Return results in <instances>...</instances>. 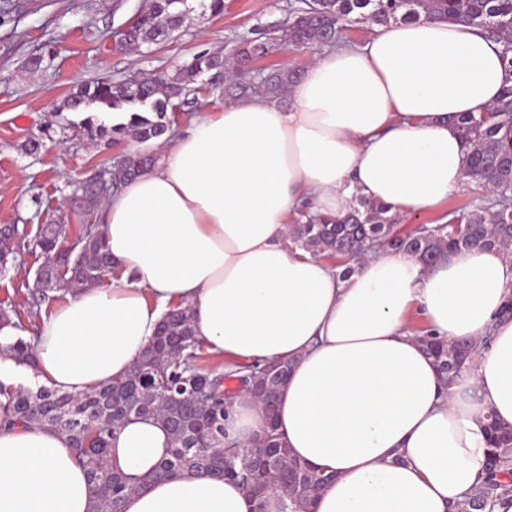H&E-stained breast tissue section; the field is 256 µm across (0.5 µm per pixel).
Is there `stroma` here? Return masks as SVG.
I'll list each match as a JSON object with an SVG mask.
<instances>
[{
  "instance_id": "stroma-1",
  "label": "stroma",
  "mask_w": 512,
  "mask_h": 512,
  "mask_svg": "<svg viewBox=\"0 0 512 512\" xmlns=\"http://www.w3.org/2000/svg\"><path fill=\"white\" fill-rule=\"evenodd\" d=\"M148 0H0V224L36 231L47 216L64 215L62 247L84 222L62 209L79 178L109 167L116 151L137 150L132 137L90 138L71 128L63 102L79 84L123 80L141 73H171L202 51L232 57L239 43L285 27L302 0H224V12L188 13L168 38L133 51L121 42L124 28ZM41 56L39 69L26 66ZM42 142L30 152L28 142ZM40 252L18 251L0 274V307L23 323H39L61 304L65 290L40 299L33 284Z\"/></svg>"
}]
</instances>
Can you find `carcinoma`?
Returning a JSON list of instances; mask_svg holds the SVG:
<instances>
[{
    "instance_id": "cac0c4a2",
    "label": "carcinoma",
    "mask_w": 512,
    "mask_h": 512,
    "mask_svg": "<svg viewBox=\"0 0 512 512\" xmlns=\"http://www.w3.org/2000/svg\"><path fill=\"white\" fill-rule=\"evenodd\" d=\"M188 9L189 0H150L127 39L128 45L168 36L179 27ZM354 13L381 26L423 17L477 26L495 46L505 70L512 73V51L507 48V42H512V0H305V7L292 13L281 35L244 41L230 61L218 53L203 52L172 75L162 72L115 82L100 79L71 94L66 108L85 112L93 103L114 110L125 108L128 120L112 125V134L131 132L145 144L171 131L174 120L167 117V111L192 103L189 84L201 74L210 78V89L230 100L263 96L284 103L298 83L300 71L276 68L259 74L253 63L277 52L285 42L313 49L339 44ZM489 111L493 112L489 117L469 112L455 119L467 150L465 175L480 194L476 209L467 214L452 210L446 214V224H421L402 233L385 217L384 205L362 200L343 218L322 217L292 225L294 243L314 257L345 260L344 276L353 271L352 264L380 248L416 256L428 265L462 252L491 248L512 251V85L503 87ZM73 127L90 137L106 132V125L95 115L86 116ZM156 161L157 156L145 148L122 154L109 167L112 185L104 193L112 195ZM61 236L60 232H42L33 239V247L43 258L64 263L68 281L82 286L98 284L101 269L112 265L100 225H84L68 248L59 246ZM418 339L448 381L468 369L490 342L487 336L447 343L423 330ZM34 340L33 335L18 336L3 353L34 367ZM204 356L203 343L194 336L190 311L175 309L121 380L76 395L47 387L16 389L0 384V396L7 399L11 424L47 426L67 436L93 488L92 512H113V503L123 501L150 481L202 475L204 469H219L240 453L235 443L224 440L226 403L233 392L224 387L227 376L223 369L201 364ZM287 376L288 366L283 365L265 393L262 404L267 426L256 448L259 452L278 449L288 474L275 483L262 476L243 488L256 503L274 490L282 499L284 512H296L310 503L332 476L292 457L282 443L276 415L279 391ZM146 417L159 420L171 441L154 471L136 479L113 466L112 437L125 424ZM486 439L489 465L466 496L461 512H485L497 499L512 493V430L501 427L489 415Z\"/></svg>"
}]
</instances>
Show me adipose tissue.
Returning a JSON list of instances; mask_svg holds the SVG:
<instances>
[{"mask_svg": "<svg viewBox=\"0 0 512 512\" xmlns=\"http://www.w3.org/2000/svg\"><path fill=\"white\" fill-rule=\"evenodd\" d=\"M506 73L478 30L437 20L376 29L307 61L288 104L249 98L175 129L155 166L108 198L102 231L122 272L79 288L42 323L37 379L79 394L124 378L163 315L190 308L207 350L289 365L277 408L291 454L335 479L300 512H458L486 463L484 425L512 426V259L465 252L429 266L383 251L349 276L290 242L302 214L342 217L358 199L390 213L438 209L465 182L453 124L498 99ZM419 313L447 342L492 334L473 367L445 381L409 327ZM0 512H91L67 437L5 427ZM262 405L237 392L227 439L263 435ZM170 435L126 424L112 457L143 475ZM237 482L177 475L122 512H254Z\"/></svg>", "mask_w": 512, "mask_h": 512, "instance_id": "adipose-tissue-1", "label": "adipose tissue"}]
</instances>
